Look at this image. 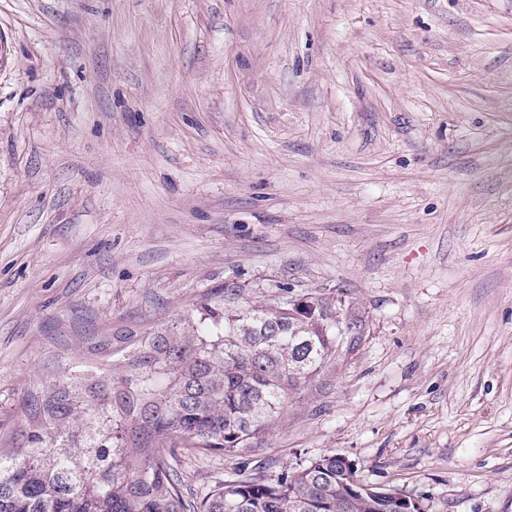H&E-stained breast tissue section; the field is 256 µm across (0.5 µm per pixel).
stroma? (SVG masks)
I'll return each instance as SVG.
<instances>
[{
    "label": "stroma",
    "instance_id": "1",
    "mask_svg": "<svg viewBox=\"0 0 512 512\" xmlns=\"http://www.w3.org/2000/svg\"><path fill=\"white\" fill-rule=\"evenodd\" d=\"M224 286L360 334L187 498L339 455L512 512V0H0V439Z\"/></svg>",
    "mask_w": 512,
    "mask_h": 512
}]
</instances>
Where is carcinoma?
Returning a JSON list of instances; mask_svg holds the SVG:
<instances>
[{"label": "carcinoma", "instance_id": "carcinoma-1", "mask_svg": "<svg viewBox=\"0 0 512 512\" xmlns=\"http://www.w3.org/2000/svg\"><path fill=\"white\" fill-rule=\"evenodd\" d=\"M218 288L138 337L103 383L58 377L30 396L25 441L0 448V512H395L393 499L346 508L352 477L322 456L276 479L224 481L185 499L171 448H247L290 395L336 355V302L307 310L283 288L262 301Z\"/></svg>", "mask_w": 512, "mask_h": 512}]
</instances>
